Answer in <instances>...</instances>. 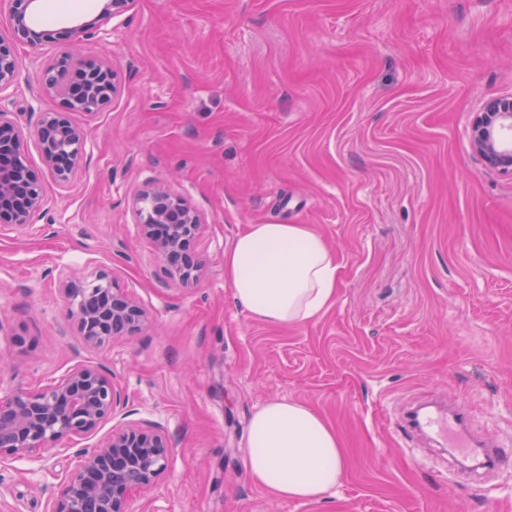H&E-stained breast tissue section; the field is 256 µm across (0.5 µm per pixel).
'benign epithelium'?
<instances>
[{"instance_id": "obj_1", "label": "benign epithelium", "mask_w": 512, "mask_h": 512, "mask_svg": "<svg viewBox=\"0 0 512 512\" xmlns=\"http://www.w3.org/2000/svg\"><path fill=\"white\" fill-rule=\"evenodd\" d=\"M11 27L0 32V94L17 83L19 67L15 45H36L44 34L33 28L28 12L37 0H9ZM99 20L108 23L128 10L134 0H102ZM78 61L61 55L37 74L42 86L63 100L66 111L45 112L33 131L16 113L0 107V237L20 234L45 210L46 200L30 170L23 145L35 140L44 167L65 185L87 163L85 130L67 112L94 114L116 95L112 68L87 63L80 82L70 84L66 73ZM512 94L485 100L468 128L473 152L485 166L512 171ZM137 228L166 263L172 281L198 277L201 260L191 243L201 227L199 214L164 182L154 181L133 199ZM69 317L88 350H97L119 338L133 336L146 320L145 310L118 287L112 272L92 268L81 277L59 278ZM125 405V396L105 368L78 364L51 387H12L0 395V460L50 452L63 443L85 439L112 421ZM171 448L157 424L126 423L112 428L107 442L97 448H79L84 462L63 480L61 492L47 512H131L137 492L151 488L168 465Z\"/></svg>"}]
</instances>
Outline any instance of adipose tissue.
Returning a JSON list of instances; mask_svg holds the SVG:
<instances>
[{
    "instance_id": "1",
    "label": "adipose tissue",
    "mask_w": 512,
    "mask_h": 512,
    "mask_svg": "<svg viewBox=\"0 0 512 512\" xmlns=\"http://www.w3.org/2000/svg\"><path fill=\"white\" fill-rule=\"evenodd\" d=\"M335 253L307 224H251L224 256V275L248 317L269 326L318 321L338 290ZM251 478L284 500L319 501L346 472L335 427L296 400L258 406L249 422Z\"/></svg>"
}]
</instances>
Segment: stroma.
Instances as JSON below:
<instances>
[{
	"mask_svg": "<svg viewBox=\"0 0 512 512\" xmlns=\"http://www.w3.org/2000/svg\"><path fill=\"white\" fill-rule=\"evenodd\" d=\"M99 0H55L19 45L1 105L26 127L59 112L35 71L73 44L119 92L70 113L88 161L67 186L28 144L46 213L0 238V361L11 384L51 385L80 363L126 397L116 423L166 430L171 454L134 512H512V466L476 485L458 456L397 430L430 397L512 450V173L485 167L467 128L512 94V0H134L109 35L74 38ZM173 177L196 210L199 279L170 281L132 198ZM308 224L336 253L320 321L270 327L236 305L224 255L251 224ZM111 269L149 320L84 349L58 276ZM335 426L347 471L323 501H287L248 473V422L272 399ZM64 449L0 462V512H47Z\"/></svg>",
	"mask_w": 512,
	"mask_h": 512,
	"instance_id": "obj_1",
	"label": "stroma"
}]
</instances>
